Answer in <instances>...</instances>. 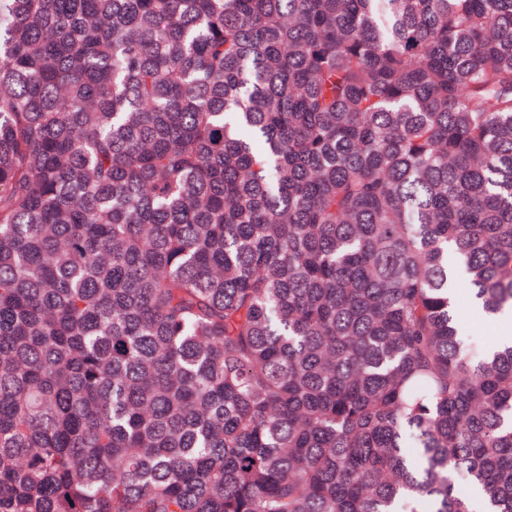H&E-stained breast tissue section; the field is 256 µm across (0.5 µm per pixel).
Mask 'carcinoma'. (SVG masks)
Masks as SVG:
<instances>
[{
  "mask_svg": "<svg viewBox=\"0 0 512 512\" xmlns=\"http://www.w3.org/2000/svg\"><path fill=\"white\" fill-rule=\"evenodd\" d=\"M512 0H0V512H512ZM459 321L465 335L479 336L485 346L492 343L494 320L480 319L467 295L462 294L458 307Z\"/></svg>",
  "mask_w": 512,
  "mask_h": 512,
  "instance_id": "1",
  "label": "carcinoma"
}]
</instances>
